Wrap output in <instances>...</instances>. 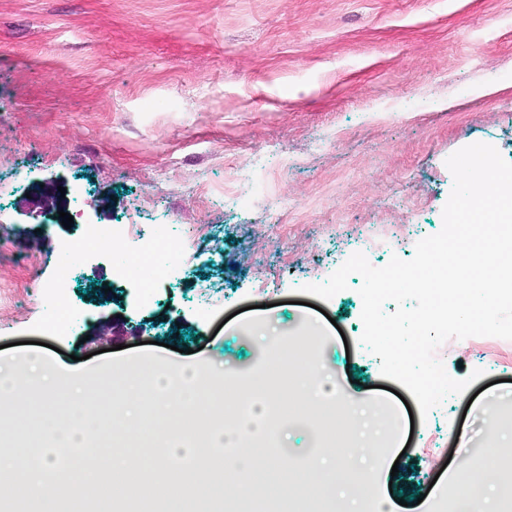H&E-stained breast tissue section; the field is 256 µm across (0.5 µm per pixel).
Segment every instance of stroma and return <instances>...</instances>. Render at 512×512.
Wrapping results in <instances>:
<instances>
[{"mask_svg":"<svg viewBox=\"0 0 512 512\" xmlns=\"http://www.w3.org/2000/svg\"><path fill=\"white\" fill-rule=\"evenodd\" d=\"M478 142L512 162V0H0V241L13 244L0 264L31 266L36 283L0 311V346L46 343L62 367L98 375L148 360L221 365L233 401L271 368L251 336L267 320L303 363L402 415L376 454L398 466L379 494L408 500L404 512L455 503L449 462L492 439L502 452L487 482H511L512 345L440 346L452 378L483 375L425 417L356 343L361 277L328 301L300 290L357 251L374 266L411 258L442 227L446 159ZM43 199L188 246L165 284L144 269L116 285L111 258L93 274L68 268L75 231L41 228ZM60 299L84 313L66 334L46 328ZM119 316L157 326L119 338ZM309 322L324 336L311 356ZM268 430L242 477L248 497L200 445L178 473L192 495L159 512H331L304 466L308 435L326 447L347 425L311 416L286 431L275 417Z\"/></svg>","mask_w":512,"mask_h":512,"instance_id":"1","label":"stroma"}]
</instances>
